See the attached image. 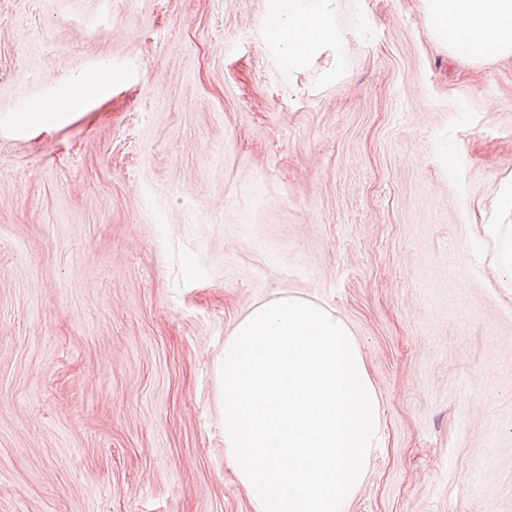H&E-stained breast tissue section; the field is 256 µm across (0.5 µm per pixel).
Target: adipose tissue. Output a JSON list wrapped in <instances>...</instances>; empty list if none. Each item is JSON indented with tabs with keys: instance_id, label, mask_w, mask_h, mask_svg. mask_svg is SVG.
Returning a JSON list of instances; mask_svg holds the SVG:
<instances>
[{
	"instance_id": "obj_1",
	"label": "adipose tissue",
	"mask_w": 512,
	"mask_h": 512,
	"mask_svg": "<svg viewBox=\"0 0 512 512\" xmlns=\"http://www.w3.org/2000/svg\"><path fill=\"white\" fill-rule=\"evenodd\" d=\"M426 25L450 57L474 63L512 58V0H422ZM339 0H266L261 36L288 75L330 57L345 68Z\"/></svg>"
}]
</instances>
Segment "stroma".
<instances>
[{"mask_svg": "<svg viewBox=\"0 0 512 512\" xmlns=\"http://www.w3.org/2000/svg\"><path fill=\"white\" fill-rule=\"evenodd\" d=\"M365 6L344 74L290 82L264 0H0V512H254L218 360L281 296L348 323L381 399L349 512H512V292L478 243L512 59Z\"/></svg>", "mask_w": 512, "mask_h": 512, "instance_id": "35a3bbf8", "label": "stroma"}]
</instances>
